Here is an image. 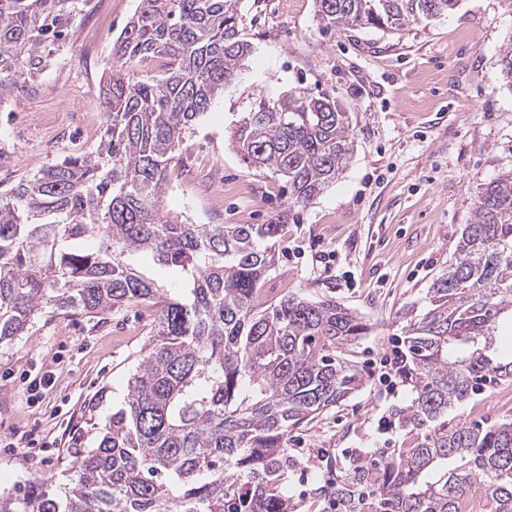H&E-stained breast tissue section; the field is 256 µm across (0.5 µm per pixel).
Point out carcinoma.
<instances>
[{
    "instance_id": "carcinoma-1",
    "label": "carcinoma",
    "mask_w": 512,
    "mask_h": 512,
    "mask_svg": "<svg viewBox=\"0 0 512 512\" xmlns=\"http://www.w3.org/2000/svg\"><path fill=\"white\" fill-rule=\"evenodd\" d=\"M87 2L0 0V96L39 74ZM459 2L318 0V12L330 26L400 31ZM238 4L139 0L104 70L100 142L0 193V341L47 304L90 315L150 302L158 313L124 407L97 447L75 449L72 487L28 483L0 496V512H288V430L365 382L336 355L366 330L350 309L291 291L256 303L281 224H185L160 211L184 133L252 51ZM351 126L338 101L286 93L246 113L233 147L307 207L352 158ZM456 253L429 310L404 313L412 398L395 416L417 443L327 481L337 512H461L476 488L492 512H512V421L446 419L483 385L512 380L494 342L512 319V171L482 187ZM138 254L176 273L180 291L131 263Z\"/></svg>"
}]
</instances>
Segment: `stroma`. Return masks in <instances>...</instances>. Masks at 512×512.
<instances>
[{
  "mask_svg": "<svg viewBox=\"0 0 512 512\" xmlns=\"http://www.w3.org/2000/svg\"><path fill=\"white\" fill-rule=\"evenodd\" d=\"M137 6L88 0L39 75L50 95L0 97L1 192L70 156L61 136L88 150L98 144L104 127L88 125L85 107L99 101L112 44ZM239 8L252 52L177 147L161 211L192 224L279 221V261L263 295L332 299L368 325L339 350L363 371L364 387L286 440L292 512H322L314 491L350 456L377 463L407 442L384 423L409 405L411 387L383 363L401 343L404 312H425L481 184L512 170V87L501 73L512 12L502 0H460L450 15L389 33L325 27L316 0H240ZM287 91L335 99L353 119L349 165L304 209L289 205L278 176L248 167L232 146L243 112ZM156 321L145 304L94 318L50 305L24 335L0 343L1 495L38 479L69 487L75 449L95 447L123 407ZM47 375L52 385L31 390ZM448 419L485 428L512 420V381L451 408ZM25 433L33 447L21 446Z\"/></svg>",
  "mask_w": 512,
  "mask_h": 512,
  "instance_id": "stroma-1",
  "label": "stroma"
}]
</instances>
